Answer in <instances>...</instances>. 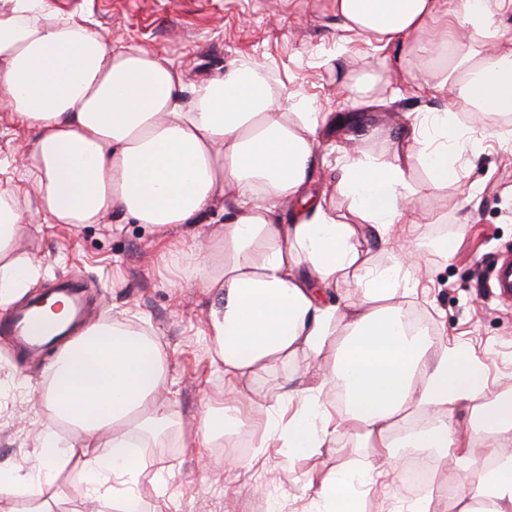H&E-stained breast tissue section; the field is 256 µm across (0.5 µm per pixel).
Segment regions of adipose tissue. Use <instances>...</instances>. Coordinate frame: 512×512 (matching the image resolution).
Returning <instances> with one entry per match:
<instances>
[{
	"label": "adipose tissue",
	"mask_w": 512,
	"mask_h": 512,
	"mask_svg": "<svg viewBox=\"0 0 512 512\" xmlns=\"http://www.w3.org/2000/svg\"><path fill=\"white\" fill-rule=\"evenodd\" d=\"M343 30L396 47L415 92L444 94L380 155L348 151L328 185L315 184L325 127L346 125L314 98L294 92L253 60L188 84L167 58L114 47L97 31L43 8V0H0V106L34 129L19 158L34 200L0 187V310L42 270L17 251L25 207L48 223H100L108 212L157 228L184 227L196 256L191 280L208 299L205 334L233 396L206 402L184 441L220 448L226 433L259 437L290 458L310 460L337 432L372 451L368 472L324 475L317 512H363L377 478L395 472L400 448H431L457 475V512H512V392H492L484 366L462 349L438 347L403 322L400 284L425 258L405 239L387 264H373L363 227L391 234L422 164L433 185L454 187L464 133L455 111L512 114V53L499 51L495 16L512 0H334ZM467 38H455L456 29ZM348 200L337 219L330 198ZM223 209L224 227L205 216ZM358 301L322 298L348 275ZM304 358L315 373L285 378L275 403L254 406L244 381ZM167 371L159 342L129 318L87 326L60 349L36 398L75 436L62 446L44 430L25 474L0 473V496L25 512H143L139 464L174 426L163 400ZM435 411L425 432L401 433L413 411ZM475 427L459 434L458 410ZM74 465L85 500H49L58 472Z\"/></svg>",
	"instance_id": "adipose-tissue-1"
}]
</instances>
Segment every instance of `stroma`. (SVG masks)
<instances>
[{
    "label": "stroma",
    "mask_w": 512,
    "mask_h": 512,
    "mask_svg": "<svg viewBox=\"0 0 512 512\" xmlns=\"http://www.w3.org/2000/svg\"><path fill=\"white\" fill-rule=\"evenodd\" d=\"M44 6L86 18L102 35L120 37L122 46L159 53L191 82L216 77L234 60L261 62L290 89L317 97L334 113L343 95L326 59L341 46L354 59L381 56L374 40L340 28L332 0H44ZM387 78L396 96L386 106L363 110L359 126L327 135L316 180L326 177L365 129L390 134L396 125H411L420 113L447 105L441 97L404 94L402 68ZM458 120L465 131L460 184L439 189L423 168L412 173L414 238L428 251L423 268L405 283V308L424 316L434 342L463 346L485 366L492 388L503 390L512 388V300L498 297L493 279L500 258L512 252V119L472 111ZM33 136L0 108V185L23 198L34 197L35 188L14 160ZM431 214L439 223H425ZM22 222L18 251L43 269L30 294L60 279L80 281L91 322L131 316L145 322L162 345L167 398L178 425L142 451L138 491L155 512H315L313 487L326 472L368 468L370 449L344 432L314 463L289 462L284 448L256 452L246 437L235 435L220 448L184 447L182 429L208 399L223 394L224 370L204 334L206 309L198 288L167 258L179 229L160 230L120 213L71 227L46 223L31 209ZM443 237L456 240L453 259L431 248ZM58 351L50 346L31 358L12 336L0 333V471L30 466L40 432L56 428L33 394ZM228 456L234 465L225 464Z\"/></svg>",
    "instance_id": "obj_1"
}]
</instances>
